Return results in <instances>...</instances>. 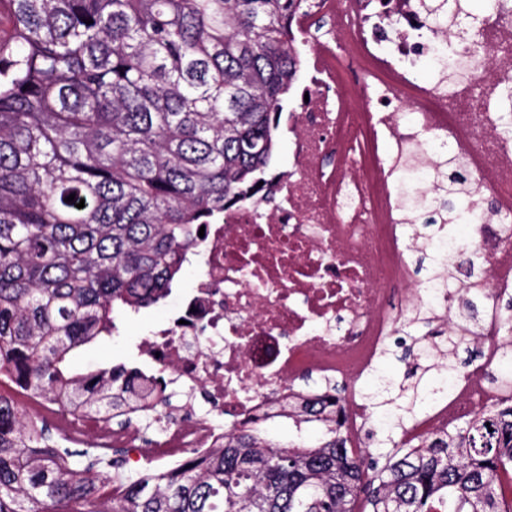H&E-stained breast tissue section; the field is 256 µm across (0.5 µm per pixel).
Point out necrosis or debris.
I'll list each match as a JSON object with an SVG mask.
<instances>
[{
	"label": "necrosis or debris",
	"instance_id": "4bbe7bcc",
	"mask_svg": "<svg viewBox=\"0 0 512 512\" xmlns=\"http://www.w3.org/2000/svg\"><path fill=\"white\" fill-rule=\"evenodd\" d=\"M429 2L305 0L294 16L303 83L281 115L288 165L209 225L194 287L139 349L149 369L201 390L210 416L168 418L147 441L106 415H61L19 384L2 381L0 393L52 419L64 445L89 435L160 477L223 447L226 429L298 411L314 397L295 387L302 374L359 378L401 323L387 307L392 288L407 286V305L448 311L447 296L408 285L401 216L402 160L416 154L417 172H429L432 143L495 200L490 214L458 209L439 238L465 225L458 239L476 250L487 284L512 296V138L491 110L512 84V0H494L491 23L478 26L463 12L437 23ZM427 64L437 81L414 83ZM490 397L475 374L436 387L433 415L408 435L445 429Z\"/></svg>",
	"mask_w": 512,
	"mask_h": 512
}]
</instances>
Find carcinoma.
I'll return each mask as SVG.
<instances>
[{
	"label": "carcinoma",
	"mask_w": 512,
	"mask_h": 512,
	"mask_svg": "<svg viewBox=\"0 0 512 512\" xmlns=\"http://www.w3.org/2000/svg\"><path fill=\"white\" fill-rule=\"evenodd\" d=\"M0 377L67 408L124 415L140 388L122 365L75 373L69 354L116 330L115 313L165 300L200 227L269 167L299 63L290 22L303 0H0ZM431 199L455 216L457 186ZM74 200L65 201L69 195ZM84 202L79 209L76 204ZM430 280L455 287L434 260ZM470 329L484 306L458 305ZM428 307L396 333L419 342ZM496 336L512 343V299ZM452 381L451 362L432 363ZM365 394L384 431L376 452L346 447L338 384L290 414L280 444L249 425L157 482L122 459L63 448L0 397V512H512V396L406 445L429 404L416 371ZM309 423L321 425L307 441ZM121 481L123 498L109 500Z\"/></svg>",
	"instance_id": "cac0c4a2"
}]
</instances>
